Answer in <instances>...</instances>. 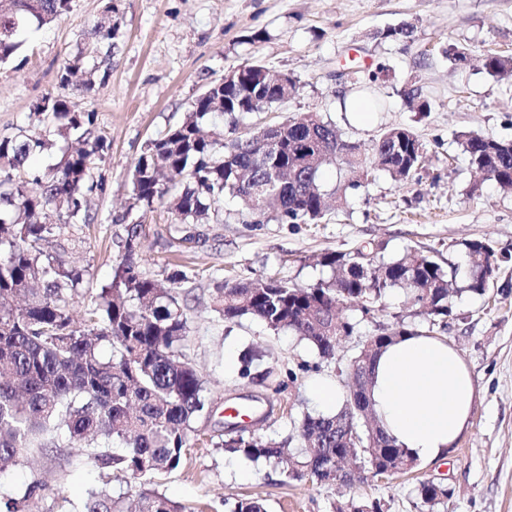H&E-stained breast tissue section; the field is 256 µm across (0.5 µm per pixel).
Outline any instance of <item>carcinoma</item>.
Here are the masks:
<instances>
[{
	"mask_svg": "<svg viewBox=\"0 0 512 512\" xmlns=\"http://www.w3.org/2000/svg\"><path fill=\"white\" fill-rule=\"evenodd\" d=\"M0 4V62L13 57L24 37L69 12L72 0H6ZM384 41L411 43L415 26L403 23L378 34ZM476 62L499 74L512 69V57L484 54ZM76 66L67 63L60 86L87 95L94 73L80 84L65 80ZM266 65L254 59L238 67L239 78L221 92L208 84L194 100L188 117L164 137L151 140L137 158L127 212L150 209L170 199L178 224H207L224 209V196L239 198L250 214L271 210L279 224H318L324 198L346 194L368 177L359 153L343 152L355 144L342 140L336 127L316 112L289 118L274 128L240 133L242 122L280 102L281 90L259 79ZM224 116V127L206 134L202 124L211 115ZM33 115L41 131L20 129L0 138V473L34 448H88L96 467L118 471L133 480L151 481L155 473L180 467L191 447L193 421L206 408L204 380L184 351L188 318L177 286L163 288L145 275L138 261V225H132L126 252L110 283L89 296L81 315L74 303L82 295L83 271L49 251L58 225L89 223L87 193L98 187L92 171L104 139L93 130V114L77 112L69 97H45ZM76 136L78 146L54 168L33 177L41 193L22 178L28 158L54 144V137ZM469 166L504 191H512V140L473 132L458 135ZM373 152L381 168L396 182L413 177L424 146L414 131L400 126L385 130ZM326 165L336 167L330 190L320 182ZM467 258V272L452 262L410 251L389 262L364 265L358 254L334 252L320 264L331 277L311 288H299L276 277L226 280L214 305L228 321L247 317L267 331H289L312 345L320 359L336 356L338 337L351 336L355 323L342 308L363 315L388 290L404 287L413 307L429 321L427 332L445 330L450 300L464 292L486 295L497 266L495 250L482 240L450 245ZM464 285H458V281ZM421 328L403 321L381 328L378 348ZM112 347L105 358L103 345ZM366 413L343 400L334 414L303 416L298 429L301 450L285 457L282 441L241 436L224 442V450L252 460L263 459L292 480L342 485L336 474L341 459L368 473H407L417 466L407 449L378 425L368 390ZM349 423L361 446L348 448L336 427ZM377 447H367L370 435ZM121 443L116 451L110 443ZM49 487L32 481L19 499L0 500V512H40ZM416 494L428 512L448 500V487L419 482ZM80 512H128L125 497L104 487L92 488ZM134 512H195L151 489L137 492ZM230 512H267L264 500L243 497ZM336 512H384L379 501L349 502Z\"/></svg>",
	"mask_w": 512,
	"mask_h": 512,
	"instance_id": "cac0c4a2",
	"label": "carcinoma"
}]
</instances>
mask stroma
<instances>
[{
	"label": "stroma",
	"mask_w": 512,
	"mask_h": 512,
	"mask_svg": "<svg viewBox=\"0 0 512 512\" xmlns=\"http://www.w3.org/2000/svg\"><path fill=\"white\" fill-rule=\"evenodd\" d=\"M111 19L120 24L117 39L97 41L96 27ZM406 21L416 26L413 43L376 39L377 31ZM448 41L475 56H512V0H72L69 13L32 32L15 57L0 63L1 137L36 129L33 106L58 93L64 62L99 74L93 92L72 104L94 113V129L105 138L94 170L101 188L88 196L90 223L58 230L65 260L84 270L91 287L109 283L137 223L142 271L163 284L181 278L185 351L205 382L206 410L193 423L204 445L159 477L155 491L204 512H228L243 496L264 499L268 512H333L351 498L381 500L387 512H426L415 487L433 479L451 491L438 512H512V193L478 182L456 141L462 132L512 139V77L475 62L453 65L442 53ZM255 58L297 78L300 89L248 125L317 112L367 161L386 127L407 126L426 146L419 171L398 184L372 170L357 191L333 200L318 224H257L230 196L217 224L176 223L164 202L128 212L133 165L146 143L182 122L207 83ZM413 86L427 112L405 98ZM350 96L379 99L385 109L371 113L369 127L356 126L339 108ZM468 239L491 243L503 260L487 295L465 292L452 301L444 335L468 365L476 395L471 423L447 458L339 490L284 481L265 461L224 451L226 408H246L256 433L288 439L294 420L319 411L310 396L314 380L344 386L347 359L380 326L398 318L426 322L406 290L393 288L341 340L335 360L323 362L291 332L274 335L249 318L225 321L212 303L224 280L275 276L310 288L330 275L319 263L323 254L359 248H380L387 260L412 249L462 266L464 253L449 245ZM269 368L283 383L280 392L260 380ZM36 479L51 488L42 512H72L103 477L67 449L35 450L0 474V492L22 497Z\"/></svg>",
	"instance_id": "35a3bbf8"
}]
</instances>
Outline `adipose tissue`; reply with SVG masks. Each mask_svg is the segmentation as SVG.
<instances>
[{
	"instance_id": "ef3b65f1",
	"label": "adipose tissue",
	"mask_w": 512,
	"mask_h": 512,
	"mask_svg": "<svg viewBox=\"0 0 512 512\" xmlns=\"http://www.w3.org/2000/svg\"><path fill=\"white\" fill-rule=\"evenodd\" d=\"M370 396L385 432L424 462L453 448L470 422L475 388L446 338L407 334L378 354Z\"/></svg>"
}]
</instances>
